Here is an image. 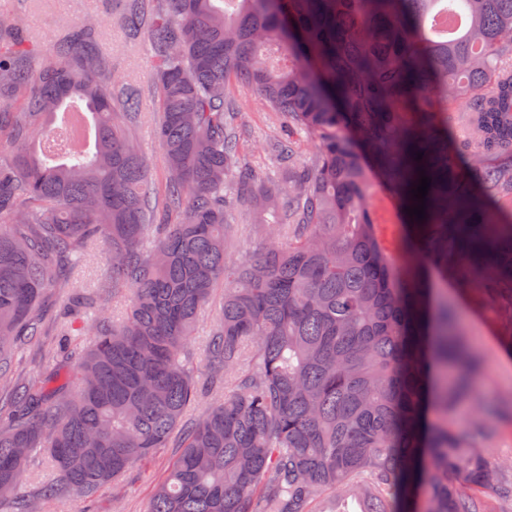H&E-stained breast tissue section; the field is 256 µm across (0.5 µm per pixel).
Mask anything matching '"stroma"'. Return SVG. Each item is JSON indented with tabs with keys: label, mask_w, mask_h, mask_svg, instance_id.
Segmentation results:
<instances>
[{
	"label": "stroma",
	"mask_w": 512,
	"mask_h": 512,
	"mask_svg": "<svg viewBox=\"0 0 512 512\" xmlns=\"http://www.w3.org/2000/svg\"><path fill=\"white\" fill-rule=\"evenodd\" d=\"M112 9V0H0V14H20L19 37L26 46L37 50L45 49L62 27L82 24L90 17L98 21L101 51L109 61L111 72L140 84L142 88V115L133 125L132 133L151 162L153 181L160 185L165 181L166 169L155 143L151 120L154 98L148 89L151 73L149 45L144 40L127 41L112 18ZM239 103L247 114V121L240 131L244 158L262 177L273 178L277 163L266 143L283 132L284 123L277 113L261 109L253 94H240ZM368 203L383 247L391 257H400L407 228L398 200L374 179L370 182ZM463 316L462 330L473 339L476 350L487 363L486 373L476 381L477 402L496 410L493 418L496 432L485 455L491 464L498 465L512 460V366L501 363L495 313L487 308L468 306L464 308ZM175 454V449L168 448L150 462L133 466L118 483L102 488L94 500L74 494L60 502L37 497L41 487L55 477L48 455L37 451L27 463L18 493L26 498H37V512H144L156 481L167 471Z\"/></svg>",
	"instance_id": "1"
}]
</instances>
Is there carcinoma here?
<instances>
[{
  "label": "carcinoma",
  "mask_w": 512,
  "mask_h": 512,
  "mask_svg": "<svg viewBox=\"0 0 512 512\" xmlns=\"http://www.w3.org/2000/svg\"><path fill=\"white\" fill-rule=\"evenodd\" d=\"M119 4L126 37L151 46L161 191L96 23L40 57L0 18V500L37 449L57 471L38 498L59 500L179 448L145 512H319L328 493L335 512H512L485 412L466 442L448 428L478 369L459 299L491 308L512 352V211L474 198L512 200V0ZM241 92L288 123L272 180L241 158ZM301 133L318 144L309 163ZM361 154L405 208L431 178L400 259L376 236ZM235 211L260 233L241 259ZM99 242L126 316L101 313L80 352L66 322L45 341L46 290L71 305ZM220 282L202 386L193 336ZM20 348L43 377L12 372Z\"/></svg>",
  "instance_id": "cac0c4a2"
}]
</instances>
